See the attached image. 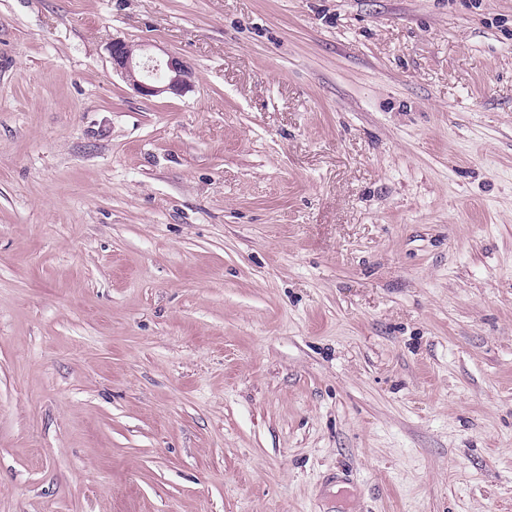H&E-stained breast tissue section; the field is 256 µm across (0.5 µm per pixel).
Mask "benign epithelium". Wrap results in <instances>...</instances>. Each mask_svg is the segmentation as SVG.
I'll use <instances>...</instances> for the list:
<instances>
[{"mask_svg":"<svg viewBox=\"0 0 512 512\" xmlns=\"http://www.w3.org/2000/svg\"><path fill=\"white\" fill-rule=\"evenodd\" d=\"M110 55L112 67L143 96H181L192 87L191 71L175 56L162 61L147 54L142 46L121 40L112 42Z\"/></svg>","mask_w":512,"mask_h":512,"instance_id":"7a95c632","label":"benign epithelium"}]
</instances>
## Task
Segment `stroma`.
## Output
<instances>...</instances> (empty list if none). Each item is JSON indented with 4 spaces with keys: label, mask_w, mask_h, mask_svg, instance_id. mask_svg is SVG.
<instances>
[{
    "label": "stroma",
    "mask_w": 512,
    "mask_h": 512,
    "mask_svg": "<svg viewBox=\"0 0 512 512\" xmlns=\"http://www.w3.org/2000/svg\"><path fill=\"white\" fill-rule=\"evenodd\" d=\"M0 512H512V0H0ZM110 55L112 67L143 96H181L192 87V73L178 57L169 55L162 61L147 54L142 45L121 40L112 41Z\"/></svg>",
    "instance_id": "35a3bbf8"
}]
</instances>
